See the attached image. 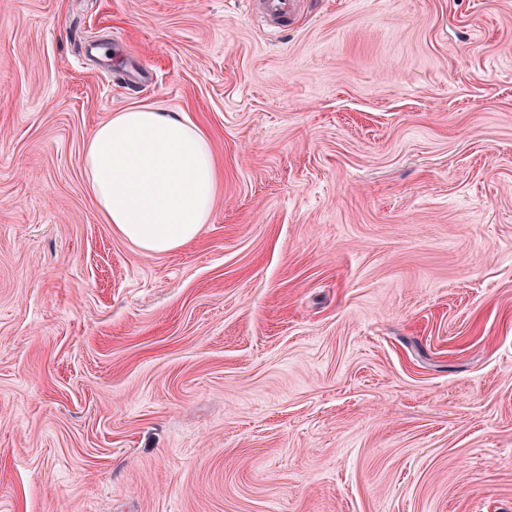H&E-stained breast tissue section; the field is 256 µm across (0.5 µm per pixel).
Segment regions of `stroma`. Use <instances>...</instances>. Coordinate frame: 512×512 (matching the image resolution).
Here are the masks:
<instances>
[{
	"label": "stroma",
	"mask_w": 512,
	"mask_h": 512,
	"mask_svg": "<svg viewBox=\"0 0 512 512\" xmlns=\"http://www.w3.org/2000/svg\"><path fill=\"white\" fill-rule=\"evenodd\" d=\"M148 103L165 255L84 168ZM0 512H512V0H0ZM302 0H264L258 5L271 19L279 22L291 20L301 7ZM169 112L162 104L115 112L84 154L89 190L107 223L150 255L192 242L214 209L209 138Z\"/></svg>",
	"instance_id": "stroma-1"
}]
</instances>
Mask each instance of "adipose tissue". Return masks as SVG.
Here are the masks:
<instances>
[{
	"label": "adipose tissue",
	"instance_id": "ef3b65f1",
	"mask_svg": "<svg viewBox=\"0 0 512 512\" xmlns=\"http://www.w3.org/2000/svg\"><path fill=\"white\" fill-rule=\"evenodd\" d=\"M84 164L107 223L141 252L177 251L211 221L217 172L210 141L163 105L113 113L90 138Z\"/></svg>",
	"mask_w": 512,
	"mask_h": 512
}]
</instances>
